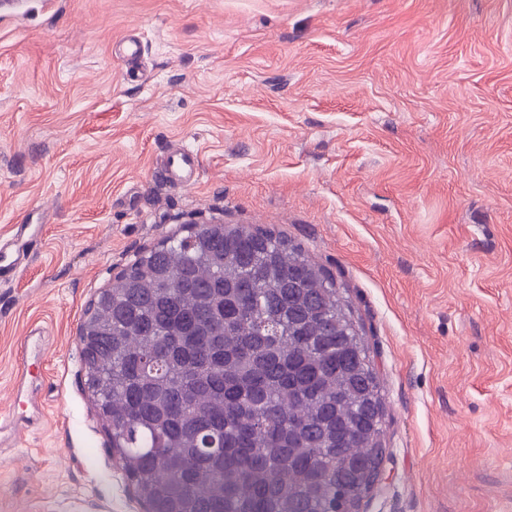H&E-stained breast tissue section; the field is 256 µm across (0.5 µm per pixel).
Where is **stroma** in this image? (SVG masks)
<instances>
[{"instance_id": "1", "label": "stroma", "mask_w": 512, "mask_h": 512, "mask_svg": "<svg viewBox=\"0 0 512 512\" xmlns=\"http://www.w3.org/2000/svg\"><path fill=\"white\" fill-rule=\"evenodd\" d=\"M137 42L142 56L123 60ZM191 150L199 176L161 173ZM0 512H145L84 390L85 308L191 222L345 280L383 382L364 512H512V0H0ZM41 233L42 224L14 225L9 241L0 243V283L13 281L23 272Z\"/></svg>"}]
</instances>
